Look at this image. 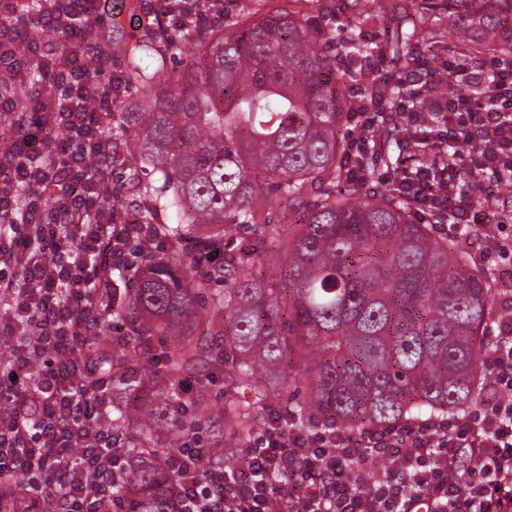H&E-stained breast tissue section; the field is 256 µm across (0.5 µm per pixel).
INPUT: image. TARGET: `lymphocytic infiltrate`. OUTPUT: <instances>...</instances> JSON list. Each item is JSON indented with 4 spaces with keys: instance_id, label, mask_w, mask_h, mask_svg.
<instances>
[{
    "instance_id": "obj_1",
    "label": "lymphocytic infiltrate",
    "mask_w": 512,
    "mask_h": 512,
    "mask_svg": "<svg viewBox=\"0 0 512 512\" xmlns=\"http://www.w3.org/2000/svg\"><path fill=\"white\" fill-rule=\"evenodd\" d=\"M20 7L63 29L68 47L46 50L18 21L0 27V66L35 68L52 80L48 92L1 95L0 111L34 113L41 130L60 132L42 150L31 148L27 132L0 141V341L11 348L10 375L25 383L8 390L13 408L0 416V471L26 472L37 493L58 492L63 512H99L125 464V443L100 426L112 408L109 382L86 390L76 381L86 370L88 301L109 293L132 264L130 234L113 223L87 161L101 149L125 83L115 72L99 83L89 78L85 24L99 0H9L7 11ZM147 13L178 28L215 25L224 0H149ZM467 81L482 89L481 101L438 97L434 124L417 113L403 119L424 163L407 187L416 214L455 213L439 231L458 247L481 245L495 261L500 314L478 406L394 434L287 427L273 415L232 469L204 462L189 440L172 461L189 476L178 512H512V239L503 235V213L476 205L457 182L464 166L512 167V64L474 67ZM462 138L478 142L479 152L451 153Z\"/></svg>"
}]
</instances>
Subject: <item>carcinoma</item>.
<instances>
[{
    "instance_id": "carcinoma-1",
    "label": "carcinoma",
    "mask_w": 512,
    "mask_h": 512,
    "mask_svg": "<svg viewBox=\"0 0 512 512\" xmlns=\"http://www.w3.org/2000/svg\"><path fill=\"white\" fill-rule=\"evenodd\" d=\"M425 1L456 27L448 54L460 69L512 62V0H311L215 31L188 62L162 23L124 49V81L142 100L88 170L106 188L123 175L129 199L105 195L112 221L151 232L133 239L142 267L117 305L123 340L90 335L83 356L126 396L112 428L143 433L101 512H175L185 476L171 458L205 425L224 431L210 457L230 467L271 412L362 434L473 404L495 302L487 274L400 192L366 189L345 169L357 136L346 76L366 60L406 67L420 45L410 9ZM155 54L174 66L149 71ZM363 91L401 94L383 81ZM447 93L436 84L413 110L429 119L430 98ZM403 137L400 124L380 126L368 165L401 168ZM481 184L478 172L463 178L476 201ZM159 206L178 223L157 222ZM245 230L267 246H236ZM160 239L169 252L153 251ZM185 264L198 276L185 279ZM211 370L224 383L218 408L200 379ZM187 378L198 379L189 403L178 392Z\"/></svg>"
}]
</instances>
